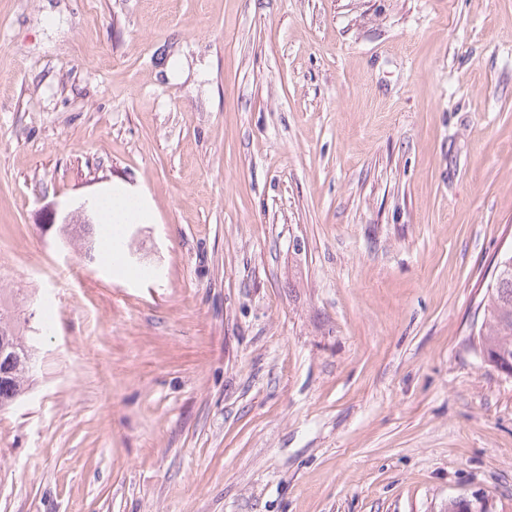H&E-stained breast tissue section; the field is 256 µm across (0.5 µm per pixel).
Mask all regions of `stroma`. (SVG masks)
<instances>
[{
  "label": "stroma",
  "instance_id": "1",
  "mask_svg": "<svg viewBox=\"0 0 512 512\" xmlns=\"http://www.w3.org/2000/svg\"><path fill=\"white\" fill-rule=\"evenodd\" d=\"M510 247L512 0H0V512H512ZM112 203L110 208L107 203ZM137 205L134 196L129 194H117L114 196L106 197L101 204L102 212L104 214V221L102 224L107 229L115 228L112 224H125V222L133 213V206ZM132 208V209H131ZM94 209L95 206L93 204H88V202H84L74 209H64L61 222V224L64 225H61L62 227H60L61 234L70 242H79L81 249H84L85 254L88 255L90 259H93L95 256V242L83 235H76V233L77 228L80 230L82 229L83 231L86 230V225L84 224H94ZM482 319L478 329L480 350L490 358L507 351L512 358V269L504 279H493L482 299ZM508 355L499 358L494 368L512 377V360ZM15 310L0 298V348L7 351L0 355V409L11 406L23 393L24 384L33 372L30 371L36 357L33 345L25 336L24 323Z\"/></svg>",
  "mask_w": 512,
  "mask_h": 512
}]
</instances>
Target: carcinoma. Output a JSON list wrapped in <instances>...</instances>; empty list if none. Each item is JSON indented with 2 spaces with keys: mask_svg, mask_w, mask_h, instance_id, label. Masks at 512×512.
<instances>
[{
  "mask_svg": "<svg viewBox=\"0 0 512 512\" xmlns=\"http://www.w3.org/2000/svg\"><path fill=\"white\" fill-rule=\"evenodd\" d=\"M84 224H64L60 232L69 241H77L89 258H94L95 242L77 234ZM482 319L478 329L480 349L493 358L501 351L512 356V274L487 286L482 299ZM7 346L0 355V409L11 406L23 393L24 384L36 357L33 345L25 336L24 322L4 298H0V346Z\"/></svg>",
  "mask_w": 512,
  "mask_h": 512,
  "instance_id": "cac0c4a2",
  "label": "carcinoma"
}]
</instances>
